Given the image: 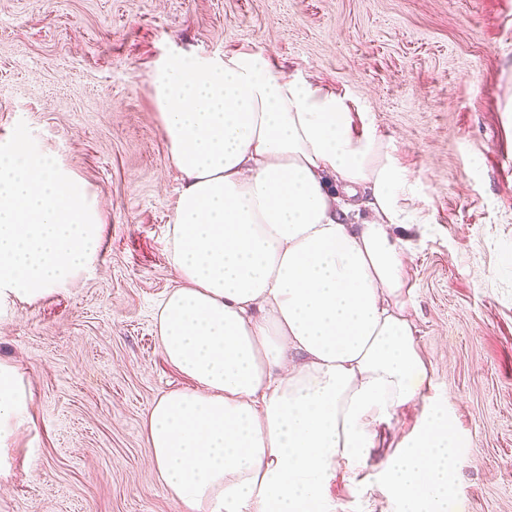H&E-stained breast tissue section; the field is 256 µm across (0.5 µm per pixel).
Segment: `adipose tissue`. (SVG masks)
<instances>
[{
    "mask_svg": "<svg viewBox=\"0 0 512 512\" xmlns=\"http://www.w3.org/2000/svg\"><path fill=\"white\" fill-rule=\"evenodd\" d=\"M168 158L185 180L157 309L166 360L192 385L143 420L179 512H331L338 472L377 479L395 512H458L460 436L430 404L375 477L399 411L428 402L397 229L427 223L424 187L346 94L262 52L173 55L149 73ZM33 395L0 361V476Z\"/></svg>",
    "mask_w": 512,
    "mask_h": 512,
    "instance_id": "ef3b65f1",
    "label": "adipose tissue"
}]
</instances>
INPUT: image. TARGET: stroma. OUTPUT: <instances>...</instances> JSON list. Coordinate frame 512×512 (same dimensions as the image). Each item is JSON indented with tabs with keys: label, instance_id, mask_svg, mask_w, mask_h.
I'll return each mask as SVG.
<instances>
[{
	"label": "stroma",
	"instance_id": "obj_1",
	"mask_svg": "<svg viewBox=\"0 0 512 512\" xmlns=\"http://www.w3.org/2000/svg\"><path fill=\"white\" fill-rule=\"evenodd\" d=\"M242 47L356 99L423 183L432 221L402 238L429 395L466 439L458 512H512V0H0V143L25 122L103 222L72 284L0 299V359L34 399L0 512H178L143 433L151 404L191 385L154 319L179 285L184 179L148 73ZM326 493L336 512L388 507L377 484Z\"/></svg>",
	"mask_w": 512,
	"mask_h": 512
}]
</instances>
